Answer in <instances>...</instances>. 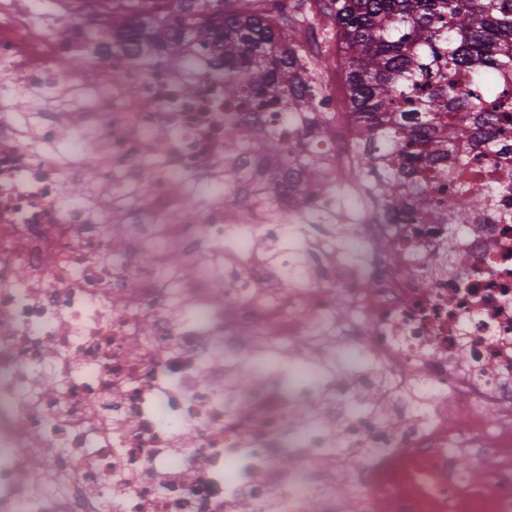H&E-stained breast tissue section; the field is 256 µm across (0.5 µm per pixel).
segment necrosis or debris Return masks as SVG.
I'll use <instances>...</instances> for the list:
<instances>
[{
    "instance_id": "obj_1",
    "label": "necrosis or debris",
    "mask_w": 512,
    "mask_h": 512,
    "mask_svg": "<svg viewBox=\"0 0 512 512\" xmlns=\"http://www.w3.org/2000/svg\"><path fill=\"white\" fill-rule=\"evenodd\" d=\"M61 13L0 0V512H336L321 463L359 450L361 512H512V150L459 144L482 210L367 221L354 261L322 238L286 288L287 252L274 267L256 246L308 190L280 224L225 208L223 85L99 61L87 36L53 37ZM63 51L96 58L111 113L18 110L61 93ZM90 160L108 180L71 197ZM295 343L297 360H255ZM376 378L382 418L355 408ZM456 451L495 461L496 492L451 471Z\"/></svg>"
}]
</instances>
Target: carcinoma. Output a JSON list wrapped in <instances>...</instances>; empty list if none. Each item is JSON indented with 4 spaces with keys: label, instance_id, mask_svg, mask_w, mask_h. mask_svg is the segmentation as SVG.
Returning <instances> with one entry per match:
<instances>
[{
    "label": "carcinoma",
    "instance_id": "carcinoma-1",
    "mask_svg": "<svg viewBox=\"0 0 512 512\" xmlns=\"http://www.w3.org/2000/svg\"><path fill=\"white\" fill-rule=\"evenodd\" d=\"M85 26L98 40L138 56L145 68L191 69L202 51L207 75L224 84V104L247 98L249 113L237 119L239 155L251 151L257 112L296 104L288 122L313 140L304 148L284 144L275 130L265 136L272 167L259 156L254 175L230 165L224 206L262 198L270 218L288 187L299 179L311 191L298 224L336 222L349 188L327 180L331 158L318 145L330 140L339 113L325 109L321 75L335 66L345 86L344 111L354 117L353 184L366 186L370 202L391 208L400 224L439 209L477 211L457 166L458 141L466 138L495 153L512 127L493 116L512 112V98L494 79L512 74V6L505 0H94ZM473 71L470 89L453 82ZM471 112L467 127H440L441 112Z\"/></svg>",
    "mask_w": 512,
    "mask_h": 512
}]
</instances>
